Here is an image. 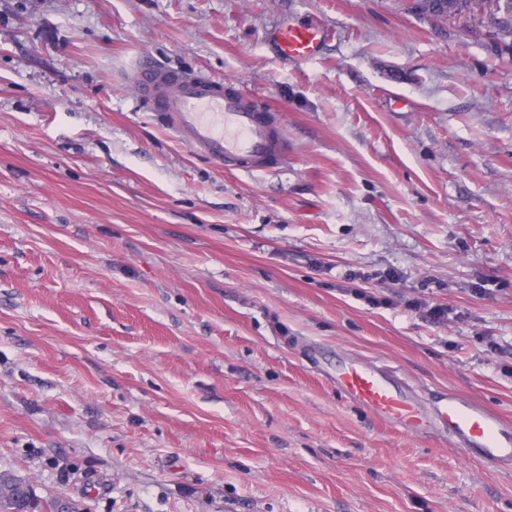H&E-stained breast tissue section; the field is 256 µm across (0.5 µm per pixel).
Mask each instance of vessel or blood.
<instances>
[{
    "mask_svg": "<svg viewBox=\"0 0 512 512\" xmlns=\"http://www.w3.org/2000/svg\"><path fill=\"white\" fill-rule=\"evenodd\" d=\"M322 40V30L311 25L282 26L275 32L280 53L299 61L315 58ZM133 82L150 109L166 115L182 141L226 167L241 172L272 169L286 153L279 115L258 109L234 81L217 83L170 72L145 59L135 68ZM336 386L403 431L446 429L472 455L494 467L512 469V426L480 402L450 393L427 410L397 383L357 361L337 371Z\"/></svg>",
    "mask_w": 512,
    "mask_h": 512,
    "instance_id": "1",
    "label": "vessel or blood"
}]
</instances>
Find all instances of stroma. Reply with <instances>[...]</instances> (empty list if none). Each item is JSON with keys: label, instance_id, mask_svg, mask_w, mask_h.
Listing matches in <instances>:
<instances>
[{"label": "stroma", "instance_id": "35a3bbf8", "mask_svg": "<svg viewBox=\"0 0 512 512\" xmlns=\"http://www.w3.org/2000/svg\"><path fill=\"white\" fill-rule=\"evenodd\" d=\"M142 58L280 114V168L184 144ZM353 360L512 424V51L405 0H0V474L80 512H512V471L346 399ZM323 31L312 25H288L275 31L279 52L288 58L305 61L315 58L320 51Z\"/></svg>", "mask_w": 512, "mask_h": 512}]
</instances>
